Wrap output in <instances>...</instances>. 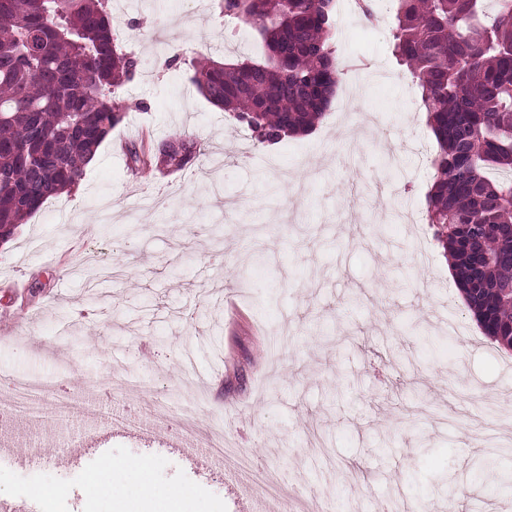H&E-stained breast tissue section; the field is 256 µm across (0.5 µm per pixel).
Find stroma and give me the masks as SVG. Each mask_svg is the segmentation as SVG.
I'll list each match as a JSON object with an SVG mask.
<instances>
[{
	"label": "stroma",
	"mask_w": 512,
	"mask_h": 512,
	"mask_svg": "<svg viewBox=\"0 0 512 512\" xmlns=\"http://www.w3.org/2000/svg\"><path fill=\"white\" fill-rule=\"evenodd\" d=\"M216 0H110L119 43L138 59L132 106L86 177L47 201L0 252V373L52 379V401L121 399L125 425H100L52 469L77 423L44 424L40 458L24 435L0 453V502L36 512H258L248 460L302 486L288 512H387L402 503L463 512L512 502V354L462 302L424 214L422 152L435 143L414 82L397 80L393 13L372 29L340 13L337 61L350 107L309 134L257 148L191 82L192 62L257 56ZM179 136L200 153L182 170L140 171L125 145ZM290 341L269 351L280 332ZM230 447L222 474L180 448L184 410ZM153 462L154 499L126 495L125 461ZM114 463L110 489L94 485ZM63 488L46 505L34 490Z\"/></svg>",
	"instance_id": "stroma-1"
}]
</instances>
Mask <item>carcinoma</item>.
Listing matches in <instances>:
<instances>
[{"label": "carcinoma", "instance_id": "carcinoma-1", "mask_svg": "<svg viewBox=\"0 0 512 512\" xmlns=\"http://www.w3.org/2000/svg\"><path fill=\"white\" fill-rule=\"evenodd\" d=\"M392 55L420 89L433 134L427 222L485 336L512 351V0H393ZM261 59L206 61L191 82L267 147L313 130L341 79L338 0H220ZM136 60L104 0H0V237L78 186L130 105ZM131 148L130 162L180 170Z\"/></svg>", "mask_w": 512, "mask_h": 512}]
</instances>
